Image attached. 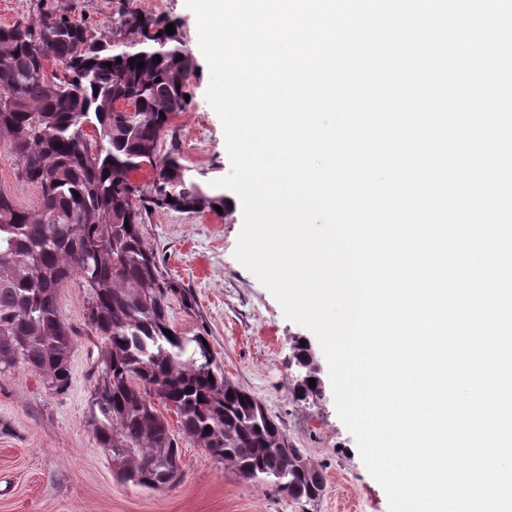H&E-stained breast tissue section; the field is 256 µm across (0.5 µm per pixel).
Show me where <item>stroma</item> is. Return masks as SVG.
Here are the masks:
<instances>
[{
    "mask_svg": "<svg viewBox=\"0 0 512 512\" xmlns=\"http://www.w3.org/2000/svg\"><path fill=\"white\" fill-rule=\"evenodd\" d=\"M120 0H0V25L34 19L49 11L87 19L111 31ZM138 7L174 23L194 61L190 103L162 135L160 153L174 150L185 165L202 171L204 184L226 176L230 161L221 121L206 100L207 62L198 45L194 14L185 0H138ZM0 191L26 209L39 190L17 175L15 157L0 138ZM230 213L155 211L144 230L147 243L164 256L168 274L193 289L209 341L225 375L260 400L306 457L321 466L324 492L302 504L274 487L243 480L233 466L192 442L182 444L183 478L171 489L149 490L123 482L98 448L88 424L93 367L101 346L85 323L87 294L76 284L60 288L58 308L78 332L67 394H48L28 371L0 377V512H389L384 489L366 469L353 436L338 417L328 370H321L317 404L294 401L297 374L293 345L321 346L307 328L288 320L259 280L234 256L243 225L242 204ZM174 327L191 331L198 319L171 300Z\"/></svg>",
    "mask_w": 512,
    "mask_h": 512,
    "instance_id": "1",
    "label": "stroma"
}]
</instances>
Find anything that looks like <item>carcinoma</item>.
<instances>
[{"instance_id":"cac0c4a2","label":"carcinoma","mask_w":512,"mask_h":512,"mask_svg":"<svg viewBox=\"0 0 512 512\" xmlns=\"http://www.w3.org/2000/svg\"><path fill=\"white\" fill-rule=\"evenodd\" d=\"M118 15L110 37L52 12L0 26V135L19 177L40 191L33 210L0 192V376L22 368L51 394L69 391L77 332L61 318L57 297L73 281L88 292L86 320L102 339L88 422L122 480L175 486L185 439L245 479L314 502L321 470L224 375L204 345L205 323L180 332L170 321L171 299L190 315L197 299L170 278L144 225L156 209L200 214L226 208L230 198L206 188L175 151L158 155L162 133L188 105L194 65L183 40L136 0H125ZM49 58L68 62V76L52 85L39 75ZM127 97L135 99L133 115L112 111L113 100ZM86 127L103 138L88 139ZM145 165L154 174L147 188L130 179ZM311 378L318 375L292 380L295 401L318 400ZM157 402L175 409L178 433Z\"/></svg>"}]
</instances>
